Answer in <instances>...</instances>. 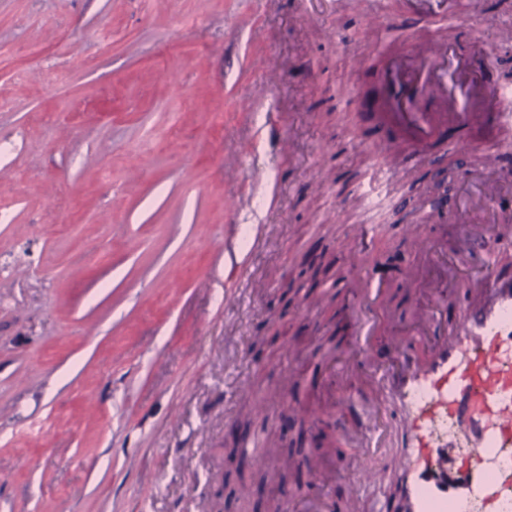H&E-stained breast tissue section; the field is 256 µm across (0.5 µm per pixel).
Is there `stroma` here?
<instances>
[{"mask_svg":"<svg viewBox=\"0 0 512 512\" xmlns=\"http://www.w3.org/2000/svg\"><path fill=\"white\" fill-rule=\"evenodd\" d=\"M450 33L483 38L512 94V0H0V512H241L263 471L225 481V451L252 441L308 456L295 507L354 457L315 419L349 391L354 253L394 273L377 357L422 303L395 227L448 245L437 200L488 155L512 167L489 121L423 159L372 147L380 73ZM313 254L319 286L283 302ZM397 450L368 459L366 512L397 500Z\"/></svg>","mask_w":512,"mask_h":512,"instance_id":"35a3bbf8","label":"stroma"}]
</instances>
